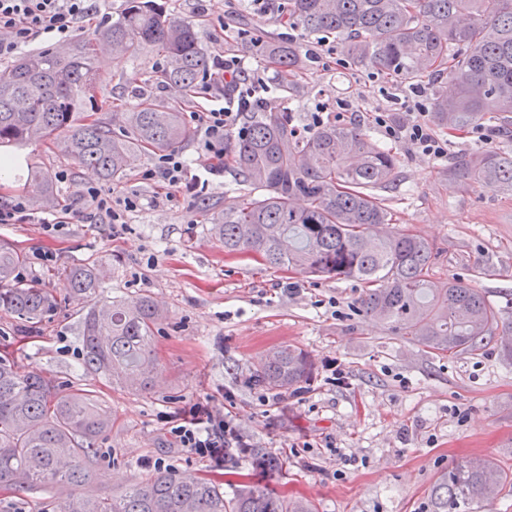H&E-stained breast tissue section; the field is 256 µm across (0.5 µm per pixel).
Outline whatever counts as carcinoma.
<instances>
[{
  "mask_svg": "<svg viewBox=\"0 0 512 512\" xmlns=\"http://www.w3.org/2000/svg\"><path fill=\"white\" fill-rule=\"evenodd\" d=\"M284 18L307 34L334 35L359 68L400 83L436 80L430 118L438 127L462 131L489 117L498 130L512 128V0H288ZM100 45L118 53L154 48L164 59L156 83L186 93L211 69L192 23L169 18L155 0H125L119 17L93 39L65 52L22 55L0 75V148L61 138L78 166L113 182L141 155L192 139L181 112L141 92L128 115L130 140L84 115L98 83L93 61ZM267 54L283 90L298 91L307 66L302 47L276 40ZM245 122L246 135L224 137V162L261 195L224 205L211 225L225 255L249 253L271 269L353 278L365 287L359 312L431 352L481 355L493 345L512 362V322L462 280H433L435 253L425 238L383 231L391 212L376 191L396 179L392 152L350 124L330 122L300 140L282 112H249ZM444 177L512 194V149L491 145L457 155ZM299 198L305 206L296 205ZM23 261L0 239V309L27 337L55 314L57 302L48 289L17 281ZM62 273L73 294L89 302L80 318L86 373L153 392L159 306L148 295L93 301L99 276L91 263ZM311 374L306 353L279 346L253 379L289 390ZM111 426L92 388L0 358V485L51 492L42 512H315L306 499L286 500L249 482L226 499L223 482L173 470L112 498L61 492L86 483L88 467L101 457L97 441ZM505 489L512 492V468L481 459L457 463L433 486L431 512H478Z\"/></svg>",
  "mask_w": 512,
  "mask_h": 512,
  "instance_id": "cac0c4a2",
  "label": "carcinoma"
}]
</instances>
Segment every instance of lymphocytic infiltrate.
I'll return each mask as SVG.
<instances>
[{"label":"lymphocytic infiltrate","instance_id":"obj_1","mask_svg":"<svg viewBox=\"0 0 512 512\" xmlns=\"http://www.w3.org/2000/svg\"><path fill=\"white\" fill-rule=\"evenodd\" d=\"M91 0H0V60L10 58L21 47L38 42L68 41L80 23L93 15ZM224 83L235 95L224 104L191 113L199 131L205 170L214 174L224 168V136L236 126L240 113L249 111L253 99L266 92L263 82L248 77L244 60L234 56L216 58ZM389 138L403 140L422 154L441 158L448 153L447 141L434 136L423 116H415L405 124L387 126ZM142 179L156 182L165 199L176 194L197 195L205 183L192 174L182 154L170 151L162 154L141 173ZM81 202L73 215L82 224H101L111 235L125 228V216L138 206L137 198H115L103 192L95 183L83 184L78 192ZM174 432L182 447L208 456L215 468H222L231 449L244 447L245 438L233 422L214 414L209 406L198 404L192 411H176L171 415Z\"/></svg>","mask_w":512,"mask_h":512}]
</instances>
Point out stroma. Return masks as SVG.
I'll return each instance as SVG.
<instances>
[{
	"instance_id": "1",
	"label": "stroma",
	"mask_w": 512,
	"mask_h": 512,
	"mask_svg": "<svg viewBox=\"0 0 512 512\" xmlns=\"http://www.w3.org/2000/svg\"><path fill=\"white\" fill-rule=\"evenodd\" d=\"M167 14L195 24L211 57L245 58L269 88L268 108L287 113L298 132L312 127L315 114L358 124L398 159L393 184L379 195L394 215L389 231L407 229L426 238L437 259L436 280L455 277L477 289L512 320V195L468 187L442 175L447 158L432 159L389 139L376 118H409V86L356 67L343 58L334 37L303 34L283 22L288 0H157ZM287 37L310 55L299 94L280 90L266 45ZM163 65L150 48L130 56L100 51L95 117L116 134L130 135L124 115L137 101L132 89L189 113L223 99L221 83L196 93L159 87ZM17 170L0 175V203L23 199L31 224H0V239L25 257L23 280L39 281L59 306L38 335L18 336L12 315L0 311V355L22 370L57 381H86L112 415V427L98 440L105 457L93 466L85 492L111 497L133 481L160 470L211 475L207 459L180 448L171 435V412L209 401L250 440L248 454L232 452L226 475L287 497L310 500L316 512H428L430 491L456 462L475 456L512 465V365L490 350L480 356H437L362 316V286L349 279L305 276L268 268L256 256L229 257L210 224L225 203L251 195L232 168L209 176L204 192L171 201L156 198L143 180L154 155L143 156L121 182L98 180L78 167L62 142L11 148ZM37 168L69 174L56 185L54 206L22 172ZM98 182L106 192L136 196L123 237L112 238L99 224L66 225L45 236L41 218L65 216L80 186ZM49 253L36 259L35 250ZM94 263L98 300L152 297L164 313L155 339L156 391L132 393L82 367L80 314L62 268ZM293 345L314 364L310 382L284 391V401L265 398L253 374L271 348ZM279 468L264 466L267 457Z\"/></svg>"
}]
</instances>
